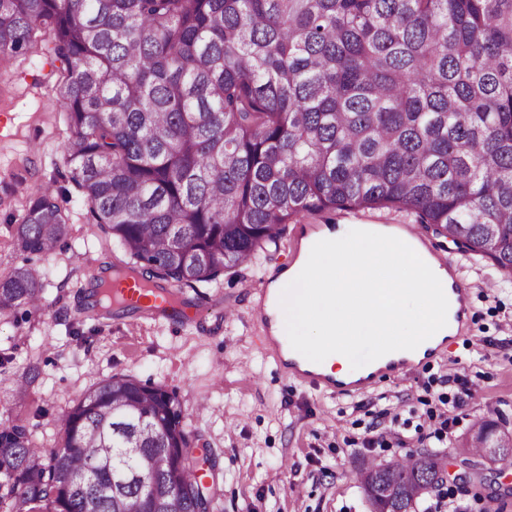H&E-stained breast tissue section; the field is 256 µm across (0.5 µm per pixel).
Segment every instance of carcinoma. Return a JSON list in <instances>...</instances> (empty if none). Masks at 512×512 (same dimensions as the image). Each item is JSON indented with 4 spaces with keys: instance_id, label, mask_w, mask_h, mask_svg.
Returning <instances> with one entry per match:
<instances>
[{
    "instance_id": "1",
    "label": "carcinoma",
    "mask_w": 512,
    "mask_h": 512,
    "mask_svg": "<svg viewBox=\"0 0 512 512\" xmlns=\"http://www.w3.org/2000/svg\"><path fill=\"white\" fill-rule=\"evenodd\" d=\"M59 63L63 161L141 284L195 288L301 214L411 211L512 280V0H0V59ZM48 187L17 225L45 256ZM0 274V315L41 301ZM178 396L132 376L82 393L60 441L0 422V512H213ZM505 447L479 421L460 447ZM435 454L358 471L372 512H416Z\"/></svg>"
}]
</instances>
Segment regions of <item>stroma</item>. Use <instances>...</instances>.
I'll use <instances>...</instances> for the list:
<instances>
[{
	"label": "stroma",
	"instance_id": "1",
	"mask_svg": "<svg viewBox=\"0 0 512 512\" xmlns=\"http://www.w3.org/2000/svg\"><path fill=\"white\" fill-rule=\"evenodd\" d=\"M57 79L44 55L32 52L0 62V271L22 263L16 227L31 189L48 182L60 193L71 224L63 244L34 259L41 274L39 308L0 316V350L12 354L13 372L37 363L40 377L19 388L0 381V422L35 420L36 442L54 447L61 419L99 380L132 376L176 392L187 427L208 454L221 490L216 512H369L357 481L372 461L403 453L446 458L450 480L426 493L424 504L443 512H512V467L484 465L486 486L477 500L459 485L473 466L456 453L478 420L512 430V282L487 261L463 253L451 239L437 243L459 264L470 288L471 312L446 353L420 362L408 375L373 383L353 395L334 394L286 375L257 340L252 297L271 271L285 263L297 224H404L414 214L390 209L365 213L304 214L266 244L256 265L225 272L217 282L182 288L197 316L176 323L146 312L89 316L81 290L93 268L118 262L111 238L88 219L82 194L69 180L62 153L64 109ZM470 389L459 420L441 444L418 439L415 428L442 399ZM399 414L395 428L406 447L371 448L364 432L382 410Z\"/></svg>",
	"mask_w": 512,
	"mask_h": 512
}]
</instances>
